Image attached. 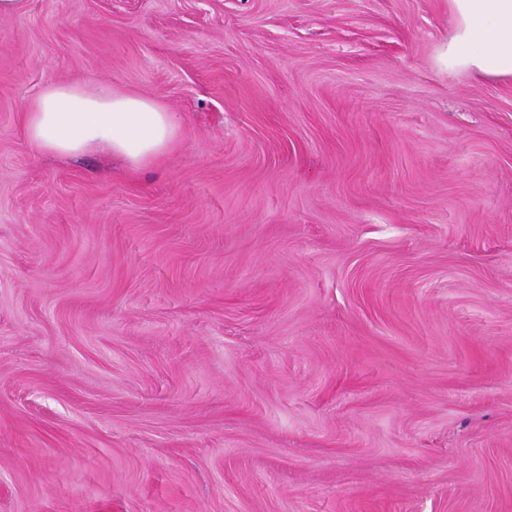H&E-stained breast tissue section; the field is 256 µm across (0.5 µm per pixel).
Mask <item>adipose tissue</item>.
I'll use <instances>...</instances> for the list:
<instances>
[{
	"mask_svg": "<svg viewBox=\"0 0 512 512\" xmlns=\"http://www.w3.org/2000/svg\"><path fill=\"white\" fill-rule=\"evenodd\" d=\"M448 9L455 18L445 49L449 67L478 80L512 81V0H448ZM25 127L43 152L70 156L103 145L136 169L156 163L177 132L172 113L149 98L76 84L43 88Z\"/></svg>",
	"mask_w": 512,
	"mask_h": 512,
	"instance_id": "1",
	"label": "adipose tissue"
}]
</instances>
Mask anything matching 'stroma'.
<instances>
[{
	"mask_svg": "<svg viewBox=\"0 0 512 512\" xmlns=\"http://www.w3.org/2000/svg\"><path fill=\"white\" fill-rule=\"evenodd\" d=\"M448 0L0 15V512H512V82ZM178 120L39 152L49 84Z\"/></svg>",
	"mask_w": 512,
	"mask_h": 512,
	"instance_id": "35a3bbf8",
	"label": "stroma"
}]
</instances>
